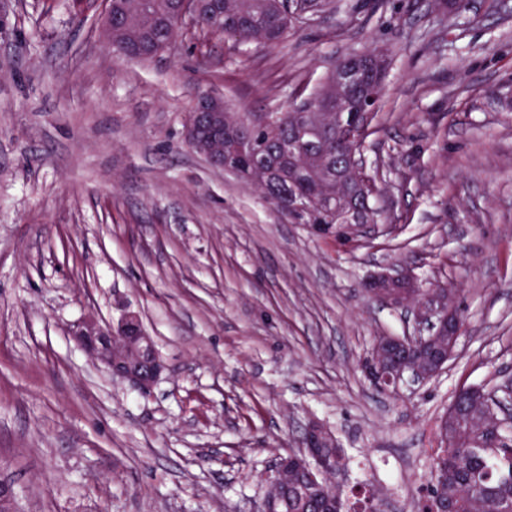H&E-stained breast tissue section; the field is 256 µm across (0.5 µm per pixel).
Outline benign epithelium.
<instances>
[{
	"mask_svg": "<svg viewBox=\"0 0 512 512\" xmlns=\"http://www.w3.org/2000/svg\"><path fill=\"white\" fill-rule=\"evenodd\" d=\"M178 8L174 22L178 27L198 24L206 4L211 0H174ZM205 129L224 130V101L202 93L190 113L186 138L195 146ZM204 157L216 167L239 173L236 161L224 154L207 152ZM369 294L396 306L409 305L420 293L414 275L406 270L383 271L366 281ZM121 314L115 322L84 318L70 327L75 344L100 363L112 378L128 382L143 391L150 390L166 370L154 341L143 328L138 314L117 304ZM417 315L431 323L424 333L414 336H379L364 365L366 378L378 389L395 390L408 383L425 385L447 366L452 358L461 326L456 320L453 297L446 288L427 293L418 303ZM336 445V436L320 423L308 424L303 447L320 448ZM297 485L296 475L283 463L274 469L266 498L265 512H282L286 494Z\"/></svg>",
	"mask_w": 512,
	"mask_h": 512,
	"instance_id": "1",
	"label": "benign epithelium"
}]
</instances>
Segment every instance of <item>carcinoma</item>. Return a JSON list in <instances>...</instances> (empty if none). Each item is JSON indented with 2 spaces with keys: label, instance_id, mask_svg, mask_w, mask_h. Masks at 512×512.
<instances>
[{
  "label": "carcinoma",
  "instance_id": "1",
  "mask_svg": "<svg viewBox=\"0 0 512 512\" xmlns=\"http://www.w3.org/2000/svg\"><path fill=\"white\" fill-rule=\"evenodd\" d=\"M170 0H112V15L121 34L114 53L136 56L138 42L153 28L160 41L175 35L168 13ZM333 0H224L217 25L203 30L224 35L238 45L257 48L283 41L305 22L330 10ZM385 64L381 63L348 84L334 69L319 91L292 109L280 113L267 125L240 126L235 116L224 115V149L242 146L239 164L246 180L254 183L265 200L290 224H339L352 201L379 211L370 203L376 192L374 178L363 168L349 165V147L337 137L336 123L354 127L362 148L373 118L357 119L356 104L364 89H385ZM263 157L274 166L271 177L253 173V162ZM471 396L454 411H448V438L437 426L440 448L431 457V469L441 474L430 478L418 504V512H512V438L497 428V418L488 411L496 390L470 387ZM329 467L348 466L341 448H323ZM374 493L364 486L352 498H344L340 484L319 488L302 484L288 498L285 512H377Z\"/></svg>",
  "mask_w": 512,
  "mask_h": 512
}]
</instances>
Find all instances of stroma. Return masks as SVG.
Listing matches in <instances>:
<instances>
[{
  "label": "stroma",
  "mask_w": 512,
  "mask_h": 512,
  "mask_svg": "<svg viewBox=\"0 0 512 512\" xmlns=\"http://www.w3.org/2000/svg\"><path fill=\"white\" fill-rule=\"evenodd\" d=\"M104 0H7L0 34V480L19 512H261L275 460L331 430L382 512H417L455 391L512 377V0H342L282 42L180 29L121 60ZM388 59L382 224L340 244L291 224L185 139L198 93L256 123L313 95L345 54ZM451 290L463 329L419 388L376 390V337L412 307L386 269ZM137 312L167 365L147 391L73 341ZM369 294L396 306L409 305L416 301L420 286L414 275L406 270L383 271L366 281Z\"/></svg>",
  "instance_id": "obj_1"
}]
</instances>
